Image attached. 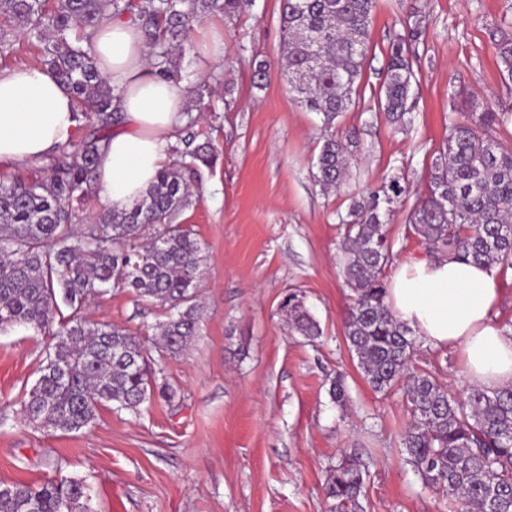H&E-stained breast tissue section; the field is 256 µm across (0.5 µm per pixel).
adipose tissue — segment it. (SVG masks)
I'll return each instance as SVG.
<instances>
[{"mask_svg": "<svg viewBox=\"0 0 512 512\" xmlns=\"http://www.w3.org/2000/svg\"><path fill=\"white\" fill-rule=\"evenodd\" d=\"M91 56L121 96L120 132L102 150L98 194L129 210L168 158L188 104L184 83L159 78L137 26L115 17L97 32ZM78 122L69 91L51 74L22 66L0 73V165L34 164L73 140ZM501 279L484 266L445 256L401 264L387 290L397 319L429 347H457L467 379L484 390L512 385V334L493 319Z\"/></svg>", "mask_w": 512, "mask_h": 512, "instance_id": "obj_1", "label": "adipose tissue"}]
</instances>
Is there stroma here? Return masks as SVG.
Segmentation results:
<instances>
[{
    "label": "stroma",
    "mask_w": 512,
    "mask_h": 512,
    "mask_svg": "<svg viewBox=\"0 0 512 512\" xmlns=\"http://www.w3.org/2000/svg\"><path fill=\"white\" fill-rule=\"evenodd\" d=\"M414 7L423 35L415 45L412 123L402 130L375 102L390 43ZM215 31L224 34L218 59L201 51ZM497 31L512 34V0H377L359 103L336 120L337 132H354L359 163L340 192L326 195L312 179L321 117L297 103L279 65L281 0H252L237 19L195 24L178 65L187 87L206 89L202 128L219 158L202 169L179 217L200 240L206 267L198 335L156 361L158 379L176 396L152 400L136 415L99 408L94 424L77 433L33 428L21 402L48 339L23 326L2 329L0 483L80 479L95 512H329L327 472L352 456L368 473L365 512H448L447 499L424 489L403 459L410 413L401 394L375 392L346 343L352 297L337 258L339 216L351 194L392 176L424 191L463 93L512 109ZM261 60L271 70L258 86ZM409 208L396 205L388 224L390 277L425 253L406 223ZM291 292L319 321V341L289 331L280 304ZM85 315L150 337L166 311L123 289L92 301ZM417 363L449 393L467 382L457 349L422 347ZM339 371L350 392L342 408L328 395Z\"/></svg>",
    "instance_id": "35a3bbf8"
}]
</instances>
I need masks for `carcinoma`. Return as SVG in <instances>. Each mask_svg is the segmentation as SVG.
<instances>
[{
	"instance_id": "cac0c4a2",
	"label": "carcinoma",
	"mask_w": 512,
	"mask_h": 512,
	"mask_svg": "<svg viewBox=\"0 0 512 512\" xmlns=\"http://www.w3.org/2000/svg\"><path fill=\"white\" fill-rule=\"evenodd\" d=\"M375 0H281L283 59L297 102L323 117L325 128L356 105L369 49ZM250 0H0V58L15 38L41 45L42 68L70 90L75 116L90 124L78 143L34 165L27 176L0 179V326L22 325L51 337L40 376L22 411L43 429L77 432L102 405L138 413L158 384L145 341L130 329L96 323L85 307L110 291L127 289L168 312L156 327L154 348L176 354L197 335L196 301L206 257L201 242L178 217L192 204L189 184L218 155L211 137L196 130L189 98L184 136L131 210L101 206L82 215L96 194L98 156L119 120L120 96L92 63L89 46L107 15L126 16L141 30L156 73L181 79L176 58L193 25L211 15L234 18ZM416 21L389 47L378 108L404 128L411 123L416 83L412 42ZM500 72L512 81V37L498 43ZM512 112L485 108L448 113V135L432 162L426 191L407 215L429 253L472 260L489 269L512 267V141L497 130ZM351 136L327 135L313 179L321 191L341 190L356 161ZM409 195L399 179L352 199L339 243L345 285L354 302L344 335L364 379L376 392L399 390L411 422L401 437L405 461L424 488L446 495L453 512H512V385L488 392L464 387L448 393L435 375L413 365L417 340L386 302L384 271L392 259L388 227L393 206ZM288 329L319 339V322L302 298L282 306ZM338 406L349 399L345 375L330 381ZM366 470L344 458L325 478L330 512H363ZM0 512H93L83 481L62 478L38 485H0Z\"/></svg>"
}]
</instances>
